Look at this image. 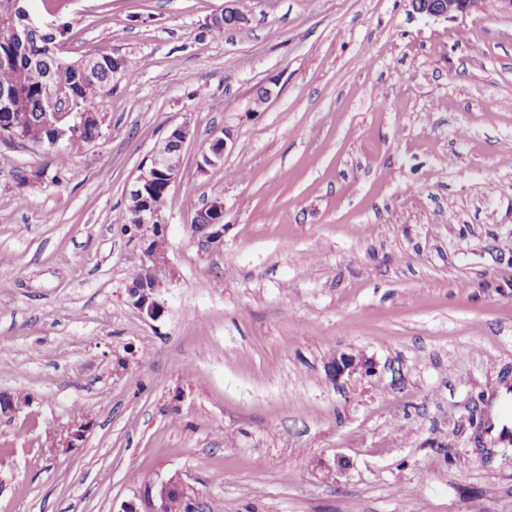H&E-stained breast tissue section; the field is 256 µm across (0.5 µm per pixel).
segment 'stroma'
<instances>
[{"label": "stroma", "mask_w": 512, "mask_h": 512, "mask_svg": "<svg viewBox=\"0 0 512 512\" xmlns=\"http://www.w3.org/2000/svg\"><path fill=\"white\" fill-rule=\"evenodd\" d=\"M224 2H30L73 26L64 55L138 77L66 170L0 141V393L28 399L0 416V512H122L176 473L199 512H512V10L241 0L208 31ZM180 124L153 320L127 294L149 240L116 218ZM341 352L374 373L329 380ZM237 0H226L224 3V10L221 11V13L216 14L213 17L214 22L222 23V16L227 17L230 13H233L234 16L237 19V23L240 26H243L248 22V15L238 9L237 7ZM234 16L230 15L228 18H225V23H223L220 26H212L210 24L207 25V28L212 31H224V28H235L237 27V24L235 22ZM415 14L432 19H455L477 9L481 0H409ZM227 147L228 142L223 137L216 138L211 142L208 153L204 154L202 159L201 166L204 168L205 172H209V170L213 168L211 173H213L214 176L216 174L224 176V167L223 165H220L222 164L224 153L227 150ZM196 219H204L207 224H195V228L202 225V229L205 233V238L209 243H216L221 240V231H210L218 225L223 226L224 220V207L221 203L214 202L210 205L205 206L198 212Z\"/></svg>", "instance_id": "stroma-1"}]
</instances>
